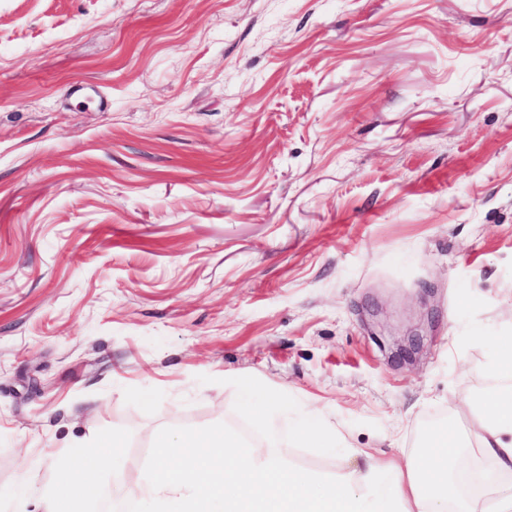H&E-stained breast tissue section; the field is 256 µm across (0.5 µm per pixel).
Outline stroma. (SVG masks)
Instances as JSON below:
<instances>
[{
  "label": "stroma",
  "instance_id": "obj_1",
  "mask_svg": "<svg viewBox=\"0 0 512 512\" xmlns=\"http://www.w3.org/2000/svg\"><path fill=\"white\" fill-rule=\"evenodd\" d=\"M509 333L512 0H0V512L163 432L405 459Z\"/></svg>",
  "mask_w": 512,
  "mask_h": 512
}]
</instances>
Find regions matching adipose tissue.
<instances>
[{"label": "adipose tissue", "mask_w": 512, "mask_h": 512, "mask_svg": "<svg viewBox=\"0 0 512 512\" xmlns=\"http://www.w3.org/2000/svg\"><path fill=\"white\" fill-rule=\"evenodd\" d=\"M496 379L470 404L468 437L494 464L483 489L466 492L472 460L450 426L430 431L406 464L364 454L363 465L336 481L283 464L272 445L246 446L231 431L163 437L147 484L136 497L170 505V512H512V344L486 365ZM57 479L40 512H73L103 493L106 454L92 450L53 457Z\"/></svg>", "instance_id": "1"}]
</instances>
